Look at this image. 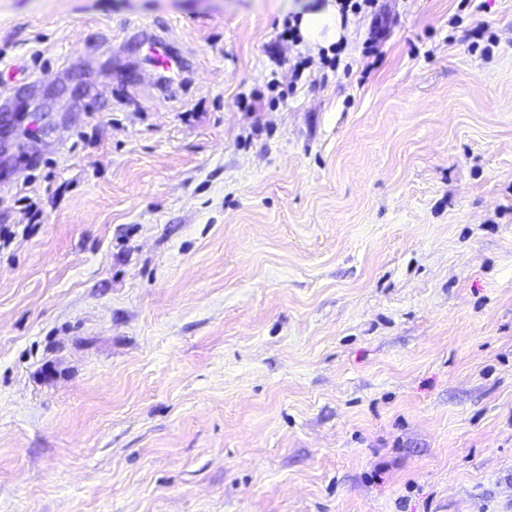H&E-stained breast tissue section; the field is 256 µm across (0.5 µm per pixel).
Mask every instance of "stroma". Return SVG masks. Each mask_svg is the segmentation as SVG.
<instances>
[{
  "label": "stroma",
  "mask_w": 512,
  "mask_h": 512,
  "mask_svg": "<svg viewBox=\"0 0 512 512\" xmlns=\"http://www.w3.org/2000/svg\"><path fill=\"white\" fill-rule=\"evenodd\" d=\"M325 3L0 0V512H512V0ZM342 28L336 6L308 13L301 22L303 35L312 42L322 43L324 40L337 39ZM155 31L156 33L144 37L143 31L137 30L130 38L139 40L141 44L146 42L148 45L149 61L162 73L158 78L159 83H173L181 78L186 62L165 36Z\"/></svg>",
  "instance_id": "obj_1"
}]
</instances>
